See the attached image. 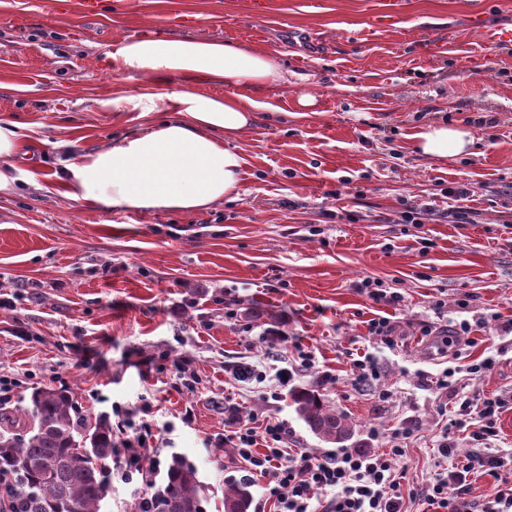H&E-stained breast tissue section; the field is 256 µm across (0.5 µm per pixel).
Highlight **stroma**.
I'll return each instance as SVG.
<instances>
[{
  "mask_svg": "<svg viewBox=\"0 0 512 512\" xmlns=\"http://www.w3.org/2000/svg\"><path fill=\"white\" fill-rule=\"evenodd\" d=\"M246 2L105 0L86 17L0 0V118L25 125L16 165L36 175L0 194V377L21 382L0 410L28 406L37 388L70 390L89 425L117 424L125 410L127 437L150 427L151 458L193 462L216 512L229 479H249L254 503L265 493L224 444L230 413L284 420L291 447L330 451L291 399L314 389L352 425L346 448H379L384 434L418 426L395 470L412 486L432 482L444 436L460 453L472 443L448 433L447 394L423 377L454 367L459 396L512 394V339L497 332L512 319V45L484 46L473 23L480 12L511 27L512 0H405L398 29L361 43L350 34L369 26L379 0H267L259 17ZM174 16L184 25H170ZM145 37L280 54L287 81L262 97L284 116L239 141L236 199L182 215L91 211L59 194L55 175L72 153L147 124L107 106L140 93L139 77L100 64L114 42ZM304 94L317 98L307 117ZM433 122L469 129V154L418 153L414 136ZM461 186L475 223L443 216L445 189ZM407 210L419 223L402 222ZM368 277L398 303L370 298ZM380 317L394 345L370 333ZM464 319L473 345L443 346ZM300 349L315 364L278 400L232 377ZM357 353L380 364L376 388L354 384ZM489 356L493 370L468 373Z\"/></svg>",
  "mask_w": 512,
  "mask_h": 512,
  "instance_id": "1",
  "label": "stroma"
}]
</instances>
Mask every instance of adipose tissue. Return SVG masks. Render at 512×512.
<instances>
[{
    "label": "adipose tissue",
    "mask_w": 512,
    "mask_h": 512,
    "mask_svg": "<svg viewBox=\"0 0 512 512\" xmlns=\"http://www.w3.org/2000/svg\"><path fill=\"white\" fill-rule=\"evenodd\" d=\"M103 63L136 73L145 86L139 95L113 100V108L128 106L159 119L68 162L56 175L60 195L90 210L182 214L236 198L245 160L235 143L263 119L253 92L286 80L279 54L223 41L152 37L116 42ZM166 76L180 78L181 86L160 88ZM202 84L225 93L203 94ZM473 142L470 130L443 122L416 135L417 149L442 161L465 154ZM21 147L19 124L0 120V193L12 192L19 180L14 160Z\"/></svg>",
    "instance_id": "ef3b65f1"
}]
</instances>
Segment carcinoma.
<instances>
[{
    "label": "carcinoma",
    "instance_id": "1",
    "mask_svg": "<svg viewBox=\"0 0 512 512\" xmlns=\"http://www.w3.org/2000/svg\"><path fill=\"white\" fill-rule=\"evenodd\" d=\"M292 400L318 439L337 444L351 436L346 419L320 395L301 390ZM73 412L70 392L42 388L31 394L26 409L0 413V464L15 473L21 486L0 512H99L110 490L104 470L114 448L112 427L98 422L80 430ZM159 498L168 512H206L208 496L196 465L172 456L164 483L154 491V499ZM251 499V484L233 480L224 490V512H248Z\"/></svg>",
    "mask_w": 512,
    "mask_h": 512
}]
</instances>
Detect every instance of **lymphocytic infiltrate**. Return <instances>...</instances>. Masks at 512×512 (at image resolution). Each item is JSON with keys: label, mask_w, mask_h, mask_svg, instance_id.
Segmentation results:
<instances>
[{"label": "lymphocytic infiltrate", "mask_w": 512, "mask_h": 512, "mask_svg": "<svg viewBox=\"0 0 512 512\" xmlns=\"http://www.w3.org/2000/svg\"><path fill=\"white\" fill-rule=\"evenodd\" d=\"M505 405L499 397L483 399L477 407L470 399L460 400L457 416L449 425L462 429L466 417H475L477 427L471 436L476 448L454 457L446 475L409 490L403 489L394 463L404 455L406 442L414 434L410 427L388 434L382 453L340 449L316 455L302 448L288 452L289 431L282 421L267 420L259 433L233 414L224 443L235 448L253 474L266 478V496L273 500L276 512H404L408 499L421 502L422 512H459V503L470 490L471 475L493 474L505 464L503 456L485 449L486 441L496 435L497 419ZM122 445L126 454L121 477L136 484L142 505H149L156 467L149 457L150 446L137 438L123 440Z\"/></svg>", "instance_id": "f902f5d3"}]
</instances>
